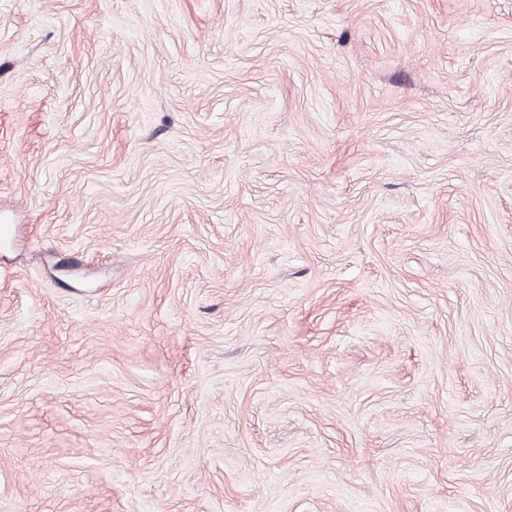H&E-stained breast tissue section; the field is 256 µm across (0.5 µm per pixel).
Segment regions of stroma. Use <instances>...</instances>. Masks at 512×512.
Returning a JSON list of instances; mask_svg holds the SVG:
<instances>
[{"mask_svg":"<svg viewBox=\"0 0 512 512\" xmlns=\"http://www.w3.org/2000/svg\"><path fill=\"white\" fill-rule=\"evenodd\" d=\"M0 512H512V0H0Z\"/></svg>","mask_w":512,"mask_h":512,"instance_id":"1","label":"stroma"}]
</instances>
